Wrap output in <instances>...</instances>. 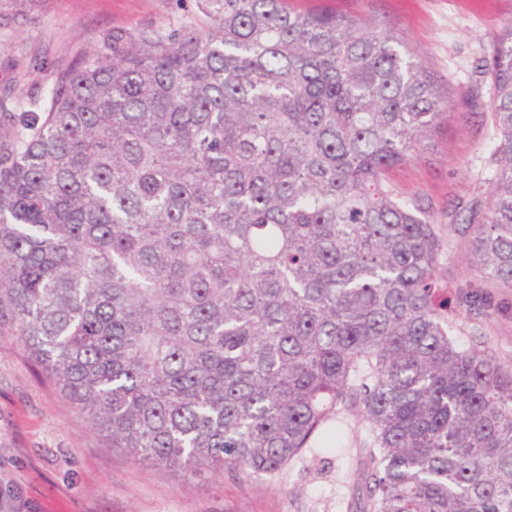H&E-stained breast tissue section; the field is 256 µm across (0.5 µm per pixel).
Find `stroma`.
Instances as JSON below:
<instances>
[{
	"label": "stroma",
	"mask_w": 512,
	"mask_h": 512,
	"mask_svg": "<svg viewBox=\"0 0 512 512\" xmlns=\"http://www.w3.org/2000/svg\"><path fill=\"white\" fill-rule=\"evenodd\" d=\"M290 9L323 7L396 32L455 98L420 158L390 174L402 197L429 199L436 211L468 201L490 177L499 139L491 120L463 118L460 95L479 86L476 64L512 22V0H288ZM197 0H0V102L42 111L59 73L95 53L115 29L138 32L203 22ZM440 280L452 292L490 294L483 314L458 306L453 333L512 358V288L476 274L468 237L449 223ZM356 448L307 449L273 481L236 471L189 476L133 460L113 447L60 390L34 356L0 327V497L15 512H348Z\"/></svg>",
	"instance_id": "35a3bbf8"
}]
</instances>
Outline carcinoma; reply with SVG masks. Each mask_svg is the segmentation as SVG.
I'll use <instances>...</instances> for the list:
<instances>
[{"mask_svg":"<svg viewBox=\"0 0 512 512\" xmlns=\"http://www.w3.org/2000/svg\"><path fill=\"white\" fill-rule=\"evenodd\" d=\"M199 8L0 115V325L136 460L273 479L352 416L350 512H512V364L452 334L432 204L388 181L448 92L360 18ZM481 74L494 175L448 219L512 288L511 23Z\"/></svg>","mask_w":512,"mask_h":512,"instance_id":"carcinoma-1","label":"carcinoma"}]
</instances>
